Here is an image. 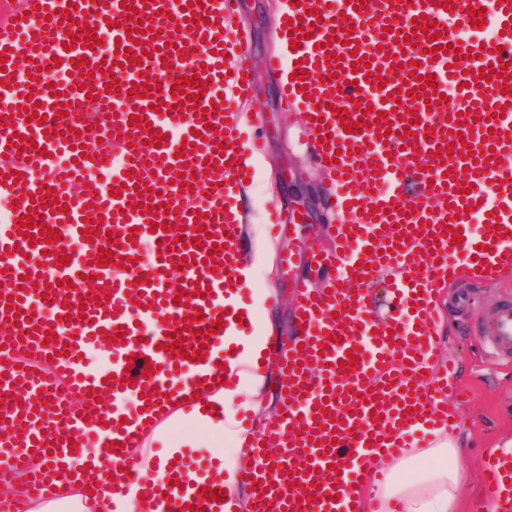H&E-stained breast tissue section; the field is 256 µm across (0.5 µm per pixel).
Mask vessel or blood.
<instances>
[{"label": "vessel or blood", "mask_w": 512, "mask_h": 512, "mask_svg": "<svg viewBox=\"0 0 512 512\" xmlns=\"http://www.w3.org/2000/svg\"><path fill=\"white\" fill-rule=\"evenodd\" d=\"M446 2L299 0L279 15L283 49L266 66L280 79L281 110L300 118L314 141L312 161L332 201V246L315 241L309 248L322 284L302 279L294 286L298 331L276 361L280 418L238 420L235 446L248 465L237 477L250 489L253 512H354L355 493L382 460L450 427L448 374L435 356L436 296L458 273L475 270L491 280L512 268V0H481V21L492 32L486 46L453 38L467 25L469 3L461 0L451 13ZM128 4L135 15H126ZM237 4L16 0L0 19V53L14 51L0 72V198L12 204L0 219V344L11 353L0 360V484L25 474L28 499L54 497L53 479H67L90 452L111 460L112 493L123 495L143 479L133 450L144 428L193 398L199 385L232 380L247 365L234 346L254 322L243 302L250 282L240 241L248 217L238 195L264 143L241 122L253 71L245 38L230 34ZM196 16L204 25L187 30ZM295 17L312 33L297 49L286 30ZM72 18L108 33L110 44L64 49ZM416 19L440 23L438 52L413 30ZM130 27L144 28L146 46L126 41ZM350 38L357 49L346 47ZM156 39L167 52L154 49ZM120 47L142 54V62L120 65ZM465 49L473 60L462 58ZM333 54L340 57L334 72L325 63ZM81 55L86 64H78ZM357 55L363 63H354ZM53 65L93 74L92 94L72 77L55 97ZM500 65L505 75L480 80L479 68ZM374 69L385 87L370 81ZM299 70L300 81L292 77ZM143 73L153 91L129 97ZM412 74L435 76L438 89L411 98L403 86ZM193 76L205 94L197 108L179 111L185 96L171 82ZM111 81L117 92L107 91ZM29 100L40 122L29 120ZM342 110L362 123V133L345 132ZM409 111L418 119L410 135L402 121ZM467 111L476 118L468 140L453 132ZM140 115L149 130L131 125ZM443 129L451 151L439 158ZM149 131L163 135L161 147L144 143ZM181 146L187 154L179 160ZM114 187L119 196L111 195ZM43 194L49 205L41 204ZM373 207L379 215H370ZM30 213L59 230L70 264L47 253L46 238L23 239L20 219ZM451 225L461 228L462 242L444 236ZM88 226L93 235H84ZM184 237L201 238V247H182ZM103 245L112 251L106 267L96 261ZM59 280L64 286L54 298L42 297L41 287ZM380 286L392 303L385 317L372 310ZM183 319L191 330L180 331ZM198 328L209 331L207 342L195 336ZM119 330L123 341L110 343ZM176 331L196 355L175 358L161 349L166 333ZM491 334L495 348L512 350V305L494 311ZM348 355L355 358L350 368L343 365ZM35 458L49 461L51 473L33 468ZM482 473L490 501L512 477L496 454L483 460ZM297 484L305 495L294 494ZM153 491L172 512L188 502L212 505L193 486L166 481Z\"/></svg>", "instance_id": "b4317fda"}]
</instances>
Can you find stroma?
I'll return each instance as SVG.
<instances>
[{
    "label": "stroma",
    "mask_w": 512,
    "mask_h": 512,
    "mask_svg": "<svg viewBox=\"0 0 512 512\" xmlns=\"http://www.w3.org/2000/svg\"><path fill=\"white\" fill-rule=\"evenodd\" d=\"M284 0H239L236 22L248 36V49L256 58L279 50L275 20ZM279 79L267 69L254 72L251 92L243 101L253 133L264 139L266 152L253 159L254 170L243 206L249 215L244 228L245 254L259 283L269 284L279 297L276 307H259L257 315L271 316L274 328L266 340L268 352L282 350L295 335L292 289L303 277H313L308 248L313 240H326L318 216H301L293 221L284 238L274 240L265 233L264 219L269 203L291 209L300 191L323 186L313 166L311 151L301 133V121L279 111ZM480 301L482 308L512 304V270L493 285L467 278L463 287L445 288L438 298L443 318L439 332L443 356L457 367V394L448 407L460 421L459 432L470 436L465 465L470 475L460 488L465 505H472L481 492L477 460L512 435V351H492L484 317L457 304L458 295Z\"/></svg>",
    "instance_id": "stroma-1"
}]
</instances>
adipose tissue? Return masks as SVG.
I'll return each instance as SVG.
<instances>
[{
	"label": "adipose tissue",
	"instance_id": "ef3b65f1",
	"mask_svg": "<svg viewBox=\"0 0 512 512\" xmlns=\"http://www.w3.org/2000/svg\"><path fill=\"white\" fill-rule=\"evenodd\" d=\"M466 446L465 437L441 428L432 447L411 449L405 457L388 464L382 477L372 483L385 512H460L458 490L466 479ZM180 456L177 447L148 454L145 483L131 484L122 499L92 495L90 486L79 481L63 482L57 488V500L31 505L28 512H54L62 503L72 505L75 512H163L145 485L164 480Z\"/></svg>",
	"mask_w": 512,
	"mask_h": 512
}]
</instances>
